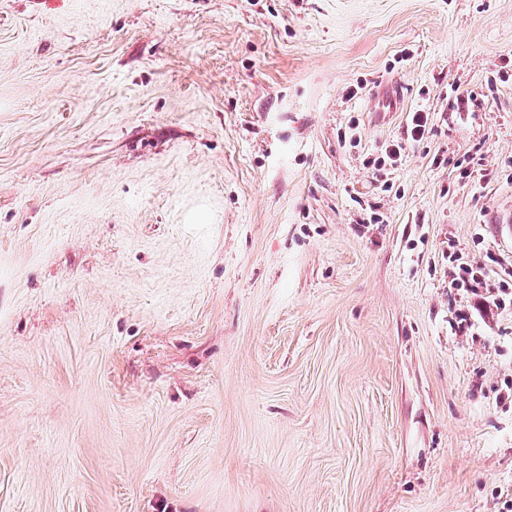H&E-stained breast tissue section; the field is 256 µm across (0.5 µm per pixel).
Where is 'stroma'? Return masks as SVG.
I'll use <instances>...</instances> for the list:
<instances>
[{
    "label": "stroma",
    "instance_id": "obj_1",
    "mask_svg": "<svg viewBox=\"0 0 512 512\" xmlns=\"http://www.w3.org/2000/svg\"><path fill=\"white\" fill-rule=\"evenodd\" d=\"M509 209L512 0H0V512H505Z\"/></svg>",
    "mask_w": 512,
    "mask_h": 512
}]
</instances>
